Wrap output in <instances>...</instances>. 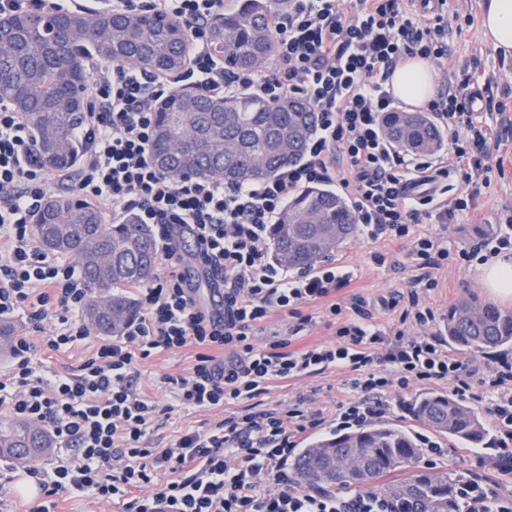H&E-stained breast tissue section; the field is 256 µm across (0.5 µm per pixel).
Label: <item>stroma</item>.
Wrapping results in <instances>:
<instances>
[{"label":"stroma","instance_id":"stroma-1","mask_svg":"<svg viewBox=\"0 0 512 512\" xmlns=\"http://www.w3.org/2000/svg\"><path fill=\"white\" fill-rule=\"evenodd\" d=\"M485 0H448L449 13L472 15L474 22L463 33L449 31L448 62L436 71V84L457 87L463 72L480 66L485 73L494 75L499 84L512 86V55L501 56L482 35L480 21ZM512 210V167L505 171L491 170L487 182L481 187L478 208L475 214L458 215L450 224H432L428 230L433 235L447 241L454 250L468 249L479 243L496 229V222L503 209ZM382 253L386 257L384 265L372 261L373 253ZM331 264L352 271L353 277L349 289L368 299L377 300L391 297L394 292L406 290L417 274L412 260L408 256V247L402 241H369L363 238L351 242L330 259ZM480 266L466 265L463 261L449 262L447 270L439 276V286L433 291L429 302L438 317L434 332H441V317L458 300L475 293L481 299L489 294L481 284ZM98 337H90L83 345L66 352H52L46 349L42 337H35L36 350L33 362L38 374L64 372L78 366L94 351ZM196 350L184 348L175 353H159L139 361L137 369L140 381L148 393L158 402L161 409L160 429L154 433L152 443L162 447L175 439L185 428L208 427L217 418L216 412L188 410L179 406L174 399L166 376L187 373L192 367ZM348 379L346 373L332 370L322 375L298 380L280 382L265 397L271 408L286 407L288 402L298 396L311 397L322 403L339 397ZM448 454L440 466L448 471L467 472L481 478H498L499 472L492 465L498 454L494 448H474L451 441L447 444Z\"/></svg>","mask_w":512,"mask_h":512}]
</instances>
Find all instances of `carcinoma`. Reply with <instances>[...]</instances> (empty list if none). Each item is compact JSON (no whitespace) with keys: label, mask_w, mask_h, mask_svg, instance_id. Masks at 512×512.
I'll use <instances>...</instances> for the list:
<instances>
[{"label":"carcinoma","mask_w":512,"mask_h":512,"mask_svg":"<svg viewBox=\"0 0 512 512\" xmlns=\"http://www.w3.org/2000/svg\"><path fill=\"white\" fill-rule=\"evenodd\" d=\"M289 0H238L211 22V40L236 68L274 58L272 16ZM65 43L26 32L0 51V96L9 98L34 134L38 161L57 168L78 160L74 127L83 118L77 90L88 80L87 61L130 62L157 73L185 68L187 32L180 22L125 13L96 17L71 12ZM315 112L300 98L268 102L247 92L215 99L176 90L155 115L153 160L164 173L226 183L270 177L303 158ZM386 132L402 150L427 154L444 146V133L428 112H391ZM45 249L74 257L88 283L86 316L102 336H119L136 313L123 289L147 284L157 246L151 229L129 220L107 224L99 210L75 195H51L33 221ZM359 232L351 206L327 186L306 187L288 199L274 225L271 257L290 270H306L347 245ZM448 344L472 353L512 347V311L471 293L448 309ZM415 421L450 440L479 446L490 439L481 413L450 393L424 392L411 403ZM53 448L24 422L0 430V457L24 465ZM415 432L380 423L307 445L292 468L308 485L370 490L393 498L398 512H467L478 480L446 469L430 470Z\"/></svg>","instance_id":"obj_1"}]
</instances>
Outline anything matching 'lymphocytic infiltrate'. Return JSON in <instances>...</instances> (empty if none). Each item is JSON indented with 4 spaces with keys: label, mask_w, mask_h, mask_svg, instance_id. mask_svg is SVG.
I'll return each mask as SVG.
<instances>
[{
    "label": "lymphocytic infiltrate",
    "mask_w": 512,
    "mask_h": 512,
    "mask_svg": "<svg viewBox=\"0 0 512 512\" xmlns=\"http://www.w3.org/2000/svg\"><path fill=\"white\" fill-rule=\"evenodd\" d=\"M419 2L412 10L403 0H290L271 22L274 65L237 69L210 40L209 23L223 14L224 0H0L1 19L67 7L164 16L185 27L189 45L188 64L175 76L92 63L73 171L40 164L28 123L0 101V317L20 312L28 325L0 374V415L45 430L61 450L50 462L0 477L18 488L0 497V512H60L61 502L79 496L110 512H393L394 502L375 492L300 487L291 463L307 431L381 418L392 392L417 384H446L458 399L482 404L501 457H512V359L480 372L450 353L432 331L428 302L449 259L484 263L512 252V213L457 252L420 230L476 210L482 176L504 163L501 142L512 132L504 100L512 89L464 73L459 89L441 88L425 106L450 134L448 151L399 149L382 125L383 114L399 108L396 68L408 59L439 65L448 56L446 0ZM179 87L215 97L244 91L269 101L306 98L316 130L304 158L269 179L238 184L164 174L152 159L155 111ZM470 87L480 111L465 105ZM333 180L350 198L364 239L407 240L418 274L405 298L377 303L354 294L339 301L336 293L351 280L339 267L292 276L269 260V229L288 198ZM52 190L84 197L113 223L148 225L163 272L149 286L131 287L138 314L122 336L46 378L33 366V335L64 352L93 334L79 263L50 256L32 232L31 219ZM184 226L193 233L189 258L222 291L221 316L208 313L181 271L186 257L177 230ZM311 304L334 325L335 340L293 347L314 324L304 311ZM385 307L401 308L397 323H380ZM282 313L288 322L275 323ZM189 346L197 350L193 366L166 382L184 408L224 416L157 448L149 436L159 427L158 404L136 365ZM331 369L350 375L343 398L318 404L300 396L281 410L263 407L274 383ZM30 488L32 500L22 495Z\"/></svg>",
    "instance_id": "1"
}]
</instances>
